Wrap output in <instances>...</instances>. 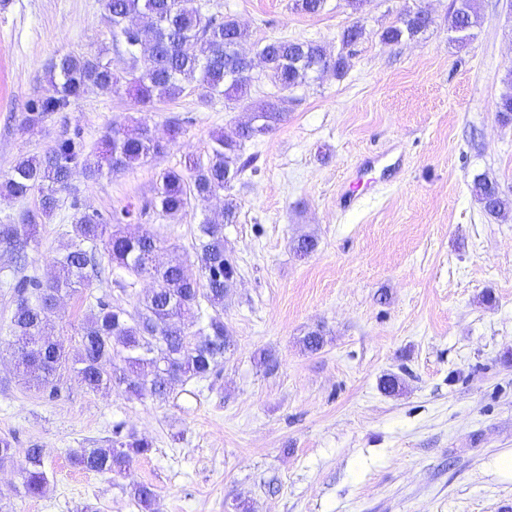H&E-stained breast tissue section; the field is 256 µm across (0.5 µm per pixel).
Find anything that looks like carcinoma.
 <instances>
[{
    "label": "carcinoma",
    "instance_id": "obj_1",
    "mask_svg": "<svg viewBox=\"0 0 512 512\" xmlns=\"http://www.w3.org/2000/svg\"><path fill=\"white\" fill-rule=\"evenodd\" d=\"M104 9L112 24V45L123 47L124 67L118 72L107 67V53L102 50L58 55L51 65L48 88L28 103L23 123L34 128L49 114L68 111L89 90L101 94L124 90L143 108L175 100L187 90L195 92L201 104L222 96L225 104L243 107L247 120L214 135L207 159L190 157L183 167L160 174L151 205L165 217L184 213L193 200L207 201L231 189L233 180L252 163L251 158H242L251 135H267L286 121L288 98L271 95L253 100V83L267 82L286 92L323 72L341 77L347 71L346 57L327 53L321 44L271 39L255 44V55L263 61L261 71L255 73L252 57L228 50L249 39L247 29L230 15L203 13L195 0H104ZM430 25L428 11L408 10L403 20L386 28L380 38L398 43L405 37H419ZM477 25L475 0H452L448 29L455 33L458 46L470 41ZM497 112L503 125L512 124V92L500 97ZM159 149L149 127L139 124L112 131L104 149L94 154L85 152L76 131L53 144L41 158H20L0 183V193L15 198L34 196L38 209L17 223L0 222V246L8 249L15 261L25 260L37 218L53 215L75 173L96 179L106 169L116 172L140 166ZM471 192L488 216L504 218L512 212V199L486 173L473 177ZM237 210V202L228 197L220 218H206L197 225L196 276L181 260L154 263L161 240L148 230L135 235L125 232L123 224L134 217L130 207L113 212L110 222L96 212L76 211L50 277L41 281L23 275L13 285L15 307L8 332L17 367L27 381L38 390L53 393L56 375L68 371L92 391L116 384L131 398L162 400L173 385L207 377L231 347L224 300L239 270L225 246L224 225L236 221ZM100 247L107 251L112 269L149 278L154 288L131 310L97 300L96 311L80 334L79 351L71 358L50 339L54 301L91 285ZM206 307L212 313H205ZM324 336L321 329L308 332L302 339L304 349L320 350ZM116 360L123 367L107 369ZM150 450L147 439L117 429L107 447L78 448L71 453V460L86 471L123 476L136 458ZM47 484L41 450L33 447L28 450V468L23 475L25 493L38 495ZM132 495L141 512H151L152 487L136 484Z\"/></svg>",
    "mask_w": 512,
    "mask_h": 512
}]
</instances>
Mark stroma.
<instances>
[{
	"label": "stroma",
	"instance_id": "35a3bbf8",
	"mask_svg": "<svg viewBox=\"0 0 512 512\" xmlns=\"http://www.w3.org/2000/svg\"><path fill=\"white\" fill-rule=\"evenodd\" d=\"M198 3L234 16L251 41H314L345 51L349 67L288 91L287 121L244 147L254 163L233 185L238 218L224 227L239 267L224 307L233 347L208 378L162 401L91 391L67 372L56 397L29 388L10 356L15 274L0 250V436L14 448L0 494L14 512H139L135 483L155 490L154 512H234L240 502L250 512H512V481L495 467L512 449V216H487L470 189L487 172L512 197V126L496 112L512 67V0H477L480 23L463 47L449 39L451 0H327L317 15L294 0ZM417 7L432 15L428 31L382 43ZM356 21L365 35L343 47ZM101 48L120 61L102 0H0V179L77 129L93 153L140 122L163 144L136 168L74 177L27 249L25 273L42 280L75 209L108 219L132 206L126 232L157 235L163 263L192 259L197 224L222 209L195 201L170 219L149 203L161 172L205 157L214 134L244 120L223 100L204 106L187 92L143 112L125 93L91 91L23 128L56 55ZM172 115L188 123L171 144ZM359 178L363 194L344 203ZM304 234L317 247L300 258L292 246ZM98 259L102 276L54 313L53 338L72 354L96 298L129 309L152 286ZM319 326L324 348L304 351ZM263 351L274 369L260 364ZM388 374L402 390L381 389ZM118 424L152 445L129 476L72 465V450L107 446ZM34 446L49 483L28 496L20 485Z\"/></svg>",
	"mask_w": 512,
	"mask_h": 512
}]
</instances>
